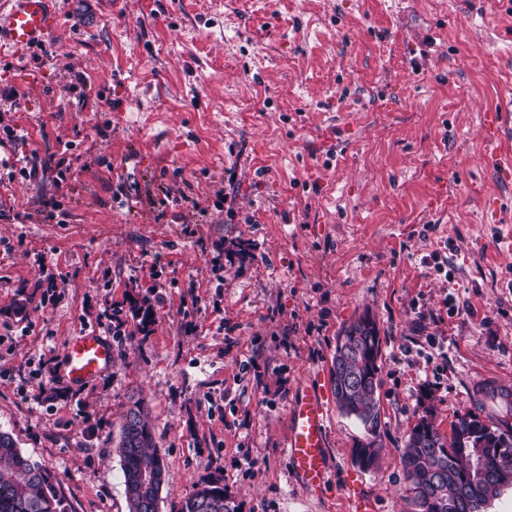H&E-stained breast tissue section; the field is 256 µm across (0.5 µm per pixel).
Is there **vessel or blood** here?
<instances>
[{
    "label": "vessel or blood",
    "mask_w": 512,
    "mask_h": 512,
    "mask_svg": "<svg viewBox=\"0 0 512 512\" xmlns=\"http://www.w3.org/2000/svg\"><path fill=\"white\" fill-rule=\"evenodd\" d=\"M54 0H0V50L27 49L48 35L59 13ZM512 112H488L483 132L488 142L501 139ZM112 349L106 338L95 333L77 337L68 352L66 377L82 385L111 364ZM328 411L321 391L308 388L294 400L288 421V459L306 489L320 488L326 482V426Z\"/></svg>",
    "instance_id": "vessel-or-blood-1"
}]
</instances>
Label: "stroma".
<instances>
[{"mask_svg": "<svg viewBox=\"0 0 512 512\" xmlns=\"http://www.w3.org/2000/svg\"><path fill=\"white\" fill-rule=\"evenodd\" d=\"M101 3L61 0L42 47L0 54V431L71 512H127L113 449L137 401L160 512L214 474L237 512H412L414 424L449 433L482 413L473 384L512 385V165L481 131L512 101V0ZM62 155L64 188L7 174ZM365 314L368 469L331 377ZM91 331L112 365L77 387L68 349ZM314 382L329 474L308 492L285 443Z\"/></svg>", "mask_w": 512, "mask_h": 512, "instance_id": "1", "label": "stroma"}]
</instances>
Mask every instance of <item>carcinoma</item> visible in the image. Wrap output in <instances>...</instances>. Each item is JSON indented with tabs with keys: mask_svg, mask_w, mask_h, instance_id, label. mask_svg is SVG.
Wrapping results in <instances>:
<instances>
[{
	"mask_svg": "<svg viewBox=\"0 0 512 512\" xmlns=\"http://www.w3.org/2000/svg\"><path fill=\"white\" fill-rule=\"evenodd\" d=\"M343 349L331 369L336 404L360 420L374 437L380 336H348ZM123 419L134 429L133 438H120L115 448L124 486H129L140 469L152 468L161 476L158 488H163L168 470L155 449L141 405L134 403ZM473 443L486 449L481 480L471 476ZM377 453L378 448L362 443L355 448L356 461L363 468L374 465ZM401 464L415 512H486L492 499L512 487V436L477 416L458 418L447 437L433 423L422 420L410 430ZM125 495L128 512H159L160 496L145 501L128 490ZM0 512H70L59 483L4 431H0ZM176 512H236V506L224 492L223 478L215 476L200 481Z\"/></svg>",
	"mask_w": 512,
	"mask_h": 512,
	"instance_id": "obj_1",
	"label": "carcinoma"
}]
</instances>
